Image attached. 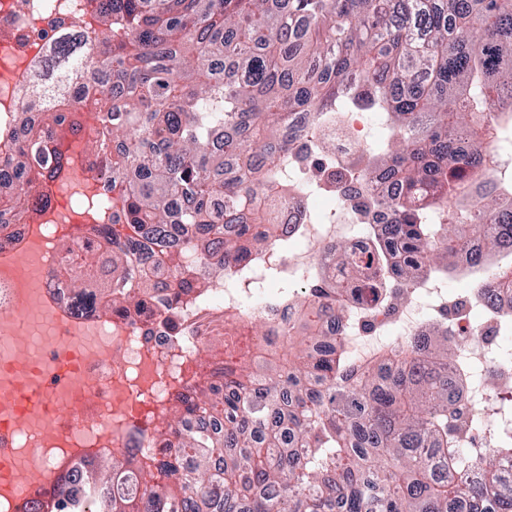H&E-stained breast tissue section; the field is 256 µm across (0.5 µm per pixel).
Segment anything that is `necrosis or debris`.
I'll return each instance as SVG.
<instances>
[{"label":"necrosis or debris","instance_id":"obj_1","mask_svg":"<svg viewBox=\"0 0 512 512\" xmlns=\"http://www.w3.org/2000/svg\"><path fill=\"white\" fill-rule=\"evenodd\" d=\"M93 8L92 0H0V154L13 148L18 102L31 90L46 47L74 27L83 34L86 55L96 52L102 25ZM383 119L380 112L337 106L339 136L325 161L327 168L342 169L352 155L369 153ZM295 123L306 133L282 153L283 179L272 189L285 201L281 237L286 247L263 250L254 262L237 263L229 270L220 252L194 259L202 286L188 294H177V281L156 278L158 247L142 238L138 227L127 224L116 202L117 188L102 184V196L113 202L112 217L95 224L79 206L87 176L83 166L75 163L68 169L67 205H60L55 184H47L49 203L37 222L53 252L41 286L81 330L80 370L92 389L67 393L71 413L52 420L57 438L42 451L48 481L33 491L30 502L43 500L57 483L79 477L80 464L113 451H123L128 468L136 473L143 461L160 457L177 400L192 397L195 374L217 379L242 365L262 374L264 365L287 346L289 331L303 326L308 309L318 306V299L305 296L303 286L319 274L327 247L348 241L364 249L365 238L356 234V227L388 223L385 212L359 214L352 200L314 177L310 161L320 151L324 131L311 128L301 112ZM492 125L494 132L484 146V173L512 192V144L503 145L499 135L503 127H512V113L494 111ZM324 198L331 205L319 222L315 215ZM89 240L139 241L138 252L130 256L140 286L137 302L106 313L68 298L66 281L58 273L59 247L76 248ZM271 270L288 279L289 288L272 291L263 286L264 274ZM357 281L363 295L335 319L326 320L331 335L342 338L360 361L406 338L426 335L434 325H447L457 340L459 360L473 370L462 412L478 402L493 408L490 418L464 438L467 455L480 461L501 435L512 434V405L503 402L501 393L512 383V343L503 341L504 329L512 324V290L490 295L484 283L477 282L459 295L450 293L447 279L426 277L397 296L382 288L366 265L360 266Z\"/></svg>","mask_w":512,"mask_h":512}]
</instances>
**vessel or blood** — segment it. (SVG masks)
Segmentation results:
<instances>
[{
    "mask_svg": "<svg viewBox=\"0 0 512 512\" xmlns=\"http://www.w3.org/2000/svg\"><path fill=\"white\" fill-rule=\"evenodd\" d=\"M46 265V252L38 234H31L21 249L0 254V275L15 287V307L0 313V340L5 353L0 356V434L23 432L66 407L63 395L43 384L49 364L35 356L27 330L33 313H52L58 334L75 336L76 326L59 307L50 306L39 287L35 272ZM45 479L39 449L0 455V500L21 502L29 498Z\"/></svg>",
    "mask_w": 512,
    "mask_h": 512,
    "instance_id": "obj_1",
    "label": "vessel or blood"
}]
</instances>
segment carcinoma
<instances>
[{"mask_svg": "<svg viewBox=\"0 0 512 512\" xmlns=\"http://www.w3.org/2000/svg\"><path fill=\"white\" fill-rule=\"evenodd\" d=\"M110 29L90 59L60 50L20 105L13 152L0 156V242L39 190L70 163L71 112L46 108L42 89L65 84L85 101L97 86L100 128L90 168L125 179L127 223L169 251L224 250V268L271 247L279 202L250 204L279 179L289 119L321 120L342 100L384 113L380 152L350 171L387 183L370 229L387 288L484 265L512 240V198L483 177L491 110L512 112V0H97ZM236 232L224 235V225ZM74 293L118 310L134 299L129 246L63 249ZM353 246L335 249L311 284L327 301L354 300ZM357 366L324 328L298 334L296 359L255 383L240 370L200 389L187 411L220 407L224 426L174 427L167 459L144 464L140 491H115L124 459L105 456L35 512H512V442L468 482L454 430L468 370L448 378L457 343L434 328Z\"/></svg>", "mask_w": 512, "mask_h": 512, "instance_id": "cac0c4a2", "label": "carcinoma"}]
</instances>
